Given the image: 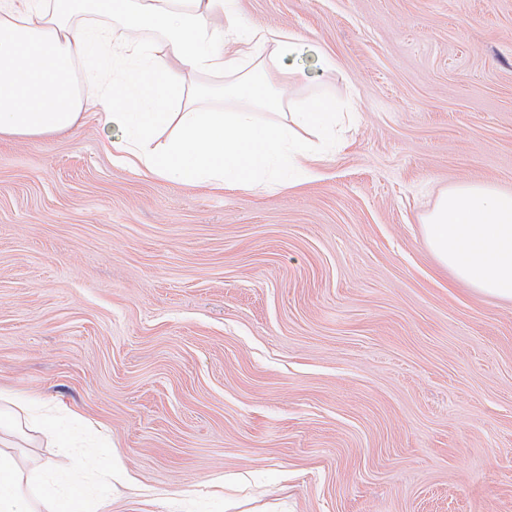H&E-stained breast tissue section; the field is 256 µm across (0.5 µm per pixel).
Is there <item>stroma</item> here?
<instances>
[{
  "mask_svg": "<svg viewBox=\"0 0 512 512\" xmlns=\"http://www.w3.org/2000/svg\"><path fill=\"white\" fill-rule=\"evenodd\" d=\"M337 62L356 122L255 194L119 164L106 130L0 136V390L112 445V512H512V302L424 242L512 191V0H238Z\"/></svg>",
  "mask_w": 512,
  "mask_h": 512,
  "instance_id": "1",
  "label": "stroma"
}]
</instances>
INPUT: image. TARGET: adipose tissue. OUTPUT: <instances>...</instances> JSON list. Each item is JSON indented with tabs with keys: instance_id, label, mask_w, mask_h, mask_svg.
I'll return each mask as SVG.
<instances>
[{
	"instance_id": "1",
	"label": "adipose tissue",
	"mask_w": 512,
	"mask_h": 512,
	"mask_svg": "<svg viewBox=\"0 0 512 512\" xmlns=\"http://www.w3.org/2000/svg\"><path fill=\"white\" fill-rule=\"evenodd\" d=\"M236 0H0V135L35 139L70 131L88 115L117 125L124 159L177 184L252 192L316 179L336 150L345 115L330 93L285 101L275 75L302 48L262 28L235 23ZM88 15L119 16L123 41ZM231 20L219 32L217 16ZM161 37L149 52L142 33ZM87 77L75 83L73 70ZM229 73L231 111H199L185 98L184 78ZM122 111H113L114 102ZM273 113L259 121L257 110ZM177 134L158 144L166 127ZM440 265L481 293L512 301V191L462 183L443 191L423 224ZM45 433L63 453L25 471L14 453L25 430ZM69 438L46 406L0 392V512H75L93 489L74 483L89 460L68 449ZM40 481L32 497L27 484Z\"/></svg>"
}]
</instances>
